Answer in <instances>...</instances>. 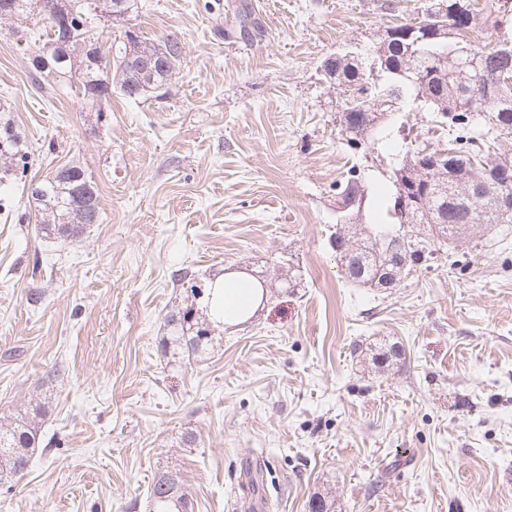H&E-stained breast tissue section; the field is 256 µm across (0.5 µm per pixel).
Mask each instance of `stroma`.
Wrapping results in <instances>:
<instances>
[{
    "instance_id": "obj_1",
    "label": "stroma",
    "mask_w": 512,
    "mask_h": 512,
    "mask_svg": "<svg viewBox=\"0 0 512 512\" xmlns=\"http://www.w3.org/2000/svg\"><path fill=\"white\" fill-rule=\"evenodd\" d=\"M426 2L137 0L106 35L173 36L181 58L166 88L100 107L33 92L45 24L0 19V123L26 181L79 165L101 208L47 238L26 181L0 177V420L46 408L0 512H148L171 469L194 512H308L318 494L334 512H512V235L463 236L388 291L349 284L331 245L337 181L356 169L375 204L397 146L347 148L322 64L367 58ZM396 119L420 145L452 137L429 112ZM185 271L267 288L190 363L160 351ZM383 346L403 359L377 366ZM1 131L11 133L5 139H0V164L1 167L3 165V172L22 180L27 171L28 163L25 160L28 158V151L12 125L5 123L1 126Z\"/></svg>"
}]
</instances>
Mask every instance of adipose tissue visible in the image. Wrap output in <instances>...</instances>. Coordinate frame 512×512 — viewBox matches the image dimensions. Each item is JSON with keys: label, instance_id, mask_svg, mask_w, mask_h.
I'll return each mask as SVG.
<instances>
[{"label": "adipose tissue", "instance_id": "adipose-tissue-1", "mask_svg": "<svg viewBox=\"0 0 512 512\" xmlns=\"http://www.w3.org/2000/svg\"><path fill=\"white\" fill-rule=\"evenodd\" d=\"M210 315L227 324H238L253 315L262 299V289L251 279L235 274L221 275L209 285Z\"/></svg>", "mask_w": 512, "mask_h": 512}]
</instances>
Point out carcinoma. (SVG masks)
<instances>
[{
    "instance_id": "cac0c4a2",
    "label": "carcinoma",
    "mask_w": 512,
    "mask_h": 512,
    "mask_svg": "<svg viewBox=\"0 0 512 512\" xmlns=\"http://www.w3.org/2000/svg\"><path fill=\"white\" fill-rule=\"evenodd\" d=\"M135 0H0V19L40 18L50 36L31 53L30 74L39 91L56 92V82L77 77L84 98L106 101L112 90L139 98L169 84L182 54L170 37L159 44L128 29L117 46L97 48L95 29L102 18L116 20L131 12ZM478 0H431L420 16L385 30L375 51L376 77L369 64L346 56L328 58L324 71L340 87L338 113H347L341 127L346 146L366 151L401 135L402 127L388 123L396 112H433L455 131L446 148L413 142L393 154V189L372 207L363 222L365 197L354 174L340 185V219L336 256L345 277L359 288L379 286L391 272L401 283L416 268L442 250L448 241L485 224L512 223V46L494 38L499 20L486 17L485 35L477 29ZM457 55L448 58V41ZM485 99L486 111L469 112L465 103L474 94ZM10 135L0 139L4 173L23 178L28 151L12 125L0 127ZM407 199V209L399 201ZM97 184L78 166L67 167L39 183L33 196L42 214L45 236L77 238L84 226L100 220ZM360 222V232L346 230L347 219ZM169 335L161 352L174 359L194 360L208 350L209 330L195 318L194 307L172 314ZM39 402L28 415L0 422V487L11 490L13 480L27 469L40 444L39 424L45 416ZM173 480L160 474L150 487V512H193L194 506L178 471Z\"/></svg>"
}]
</instances>
